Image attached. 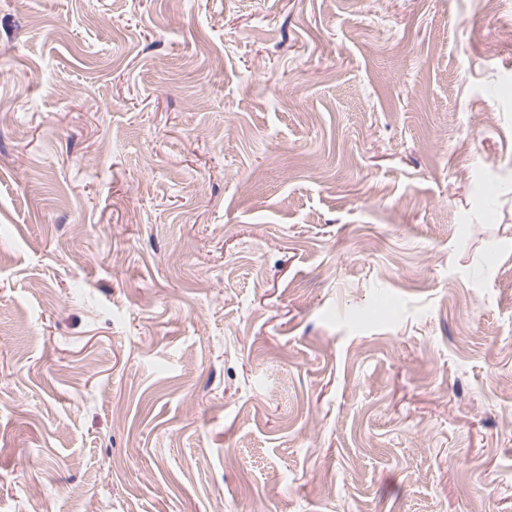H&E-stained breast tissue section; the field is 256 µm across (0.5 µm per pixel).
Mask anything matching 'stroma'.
<instances>
[{"label":"stroma","mask_w":512,"mask_h":512,"mask_svg":"<svg viewBox=\"0 0 512 512\" xmlns=\"http://www.w3.org/2000/svg\"><path fill=\"white\" fill-rule=\"evenodd\" d=\"M511 25L0 0V512H512Z\"/></svg>","instance_id":"obj_1"}]
</instances>
